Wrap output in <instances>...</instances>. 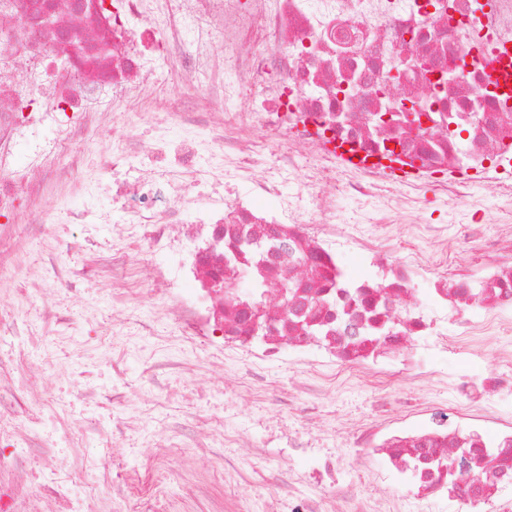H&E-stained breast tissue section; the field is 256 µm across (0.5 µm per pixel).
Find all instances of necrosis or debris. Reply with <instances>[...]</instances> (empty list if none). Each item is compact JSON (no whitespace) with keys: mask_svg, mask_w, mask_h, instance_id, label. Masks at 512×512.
Returning a JSON list of instances; mask_svg holds the SVG:
<instances>
[{"mask_svg":"<svg viewBox=\"0 0 512 512\" xmlns=\"http://www.w3.org/2000/svg\"><path fill=\"white\" fill-rule=\"evenodd\" d=\"M495 37L512 38V0H0V56L13 64L0 75V270L29 222L109 223L95 203L105 194L149 248L181 253L175 269L147 270L155 309L213 355L265 362L286 349L313 369L311 390L344 374L379 387L388 357L399 376L422 378L434 337L455 324L457 367L438 376L440 396L413 406L417 425L392 427L381 400L370 419L324 427L314 403L301 443L283 432L219 437L205 421L194 445L207 451L219 437L287 473L280 512H512L502 494L512 454H498L512 451V423L494 421L512 399V320L501 317L512 308V86L484 62ZM165 65L176 79L155 111H125ZM102 133L111 144L88 158L83 142ZM340 149L365 166H337ZM92 161L108 181L87 180ZM389 163L419 169L457 207L500 187L492 234L422 223L418 196L386 177ZM239 179L249 193L233 188ZM51 183L81 190L86 205L44 207ZM341 193L371 205L367 229L338 213ZM405 228L416 244L399 253ZM452 239L487 257L479 281L466 250L449 253ZM132 266L117 249L79 275L111 271L112 307L125 310ZM44 281L36 275L20 296L40 299L44 322L83 325L58 312L72 278ZM252 306L266 328L259 350L242 326ZM488 353L496 370L473 375L469 361ZM125 376L115 356L111 392L82 391L111 404L118 432L141 424L125 410ZM39 401L0 364V418L16 420L17 436L36 437ZM336 443L353 448L355 467L380 459L395 493L366 495L337 475L321 454ZM249 478L231 465L213 471L170 512H249L218 492ZM62 509L59 493L35 492L0 460V512Z\"/></svg>","mask_w":512,"mask_h":512,"instance_id":"obj_1","label":"necrosis or debris"}]
</instances>
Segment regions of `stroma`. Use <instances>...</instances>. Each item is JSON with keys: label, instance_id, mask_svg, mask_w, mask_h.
Listing matches in <instances>:
<instances>
[{"label": "stroma", "instance_id": "1", "mask_svg": "<svg viewBox=\"0 0 512 512\" xmlns=\"http://www.w3.org/2000/svg\"><path fill=\"white\" fill-rule=\"evenodd\" d=\"M63 242L72 243L70 252H60ZM111 252V224H56L50 236L30 235L21 244L18 267L0 274V315L12 314L9 299L15 295L26 268L46 264L56 257L70 269L78 270L97 256ZM111 289L109 274H102L98 281L82 283L79 302H67L66 308L76 315L88 310L102 322H109ZM154 303L150 291L141 290L137 305L126 313L124 332L120 335L81 329L70 336L48 332L34 340L0 334V360L21 359L25 384L44 391L39 406L38 439L14 441L19 449V465L39 471L43 446L51 443L62 448L74 482V494L96 493L109 512H134L137 502L124 480L92 468V461L112 445V412L83 403L77 386L87 383L111 389L115 354L126 355L129 410L143 408L149 412L139 430L126 432L118 464L126 472L139 467L146 457L145 444L150 435L171 427L177 446L169 450L162 468L171 497L183 494L185 486L217 465L212 454L193 447L194 415L222 420L228 426L255 434L272 427L299 432L305 425L300 413L278 410V398L287 396L289 385L299 375L289 357L255 365L247 358L231 355L225 358L223 369H215L207 352L188 343L167 319L156 317L154 334H139V318L153 314ZM170 355L190 360L192 370L169 373L161 369L154 381H145L143 360L161 361ZM251 367L274 382L275 390L260 398L249 386L225 384V375L242 373ZM428 393L425 382L412 379L393 383L382 391L351 379L322 402L320 413L328 424L340 416L366 420L372 416L380 395L418 400Z\"/></svg>", "mask_w": 512, "mask_h": 512}]
</instances>
